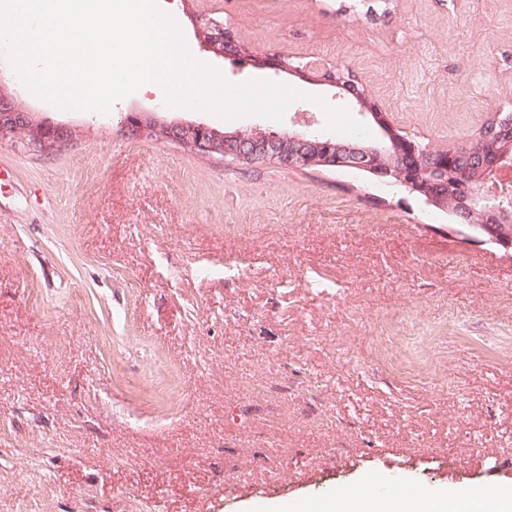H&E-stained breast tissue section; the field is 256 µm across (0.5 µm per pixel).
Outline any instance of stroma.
<instances>
[{"instance_id": "obj_1", "label": "stroma", "mask_w": 512, "mask_h": 512, "mask_svg": "<svg viewBox=\"0 0 512 512\" xmlns=\"http://www.w3.org/2000/svg\"><path fill=\"white\" fill-rule=\"evenodd\" d=\"M232 82L307 93L225 121L136 92L63 111L52 153L0 142V512H289L398 470L512 486V256L403 186L128 139L131 115L221 132L324 127L334 88L204 49V10L258 52L347 66L409 137L512 112V0H159Z\"/></svg>"}]
</instances>
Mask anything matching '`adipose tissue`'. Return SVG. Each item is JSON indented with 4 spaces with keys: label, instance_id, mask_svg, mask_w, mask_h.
Returning <instances> with one entry per match:
<instances>
[{
    "label": "adipose tissue",
    "instance_id": "ef3b65f1",
    "mask_svg": "<svg viewBox=\"0 0 512 512\" xmlns=\"http://www.w3.org/2000/svg\"><path fill=\"white\" fill-rule=\"evenodd\" d=\"M324 512H512V487L492 490L490 497H465L413 489L379 500L350 495L340 503H327Z\"/></svg>",
    "mask_w": 512,
    "mask_h": 512
}]
</instances>
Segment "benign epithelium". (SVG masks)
Wrapping results in <instances>:
<instances>
[{
    "instance_id": "7a95c632",
    "label": "benign epithelium",
    "mask_w": 512,
    "mask_h": 512,
    "mask_svg": "<svg viewBox=\"0 0 512 512\" xmlns=\"http://www.w3.org/2000/svg\"><path fill=\"white\" fill-rule=\"evenodd\" d=\"M273 69L295 75L307 76L316 69L315 63L293 66L285 63L280 55H268L259 59ZM319 81L342 90L346 101L362 115L372 119L380 130L378 139L350 146H338L317 128L302 131L278 133L254 129L224 133L219 136L201 123H177L165 126L142 121L134 116L129 118L127 135L133 140L165 138L191 149L199 154H217L235 162L248 165L271 164L286 169L320 168L346 169L366 172L381 183L396 180L417 194L427 206L448 211V193L452 192L465 199L466 210L452 212L456 220L465 223L474 235L482 241L493 243L506 252L512 251V211L498 203L497 181L512 172V115L496 112L489 115L482 126L494 121L501 126L500 146L491 153L481 149L468 150L469 163L481 172L482 184L478 187L464 178H457L452 184L434 176L442 169L441 158L434 153H425L402 131L394 127L387 114L380 111L378 104L367 93L358 89L353 82L336 78L332 70L321 67ZM21 112L11 96L0 95V140H16L42 153H48L64 142L57 137L56 128L51 126L22 127L15 121ZM486 216L487 221L474 224L471 217Z\"/></svg>"
}]
</instances>
